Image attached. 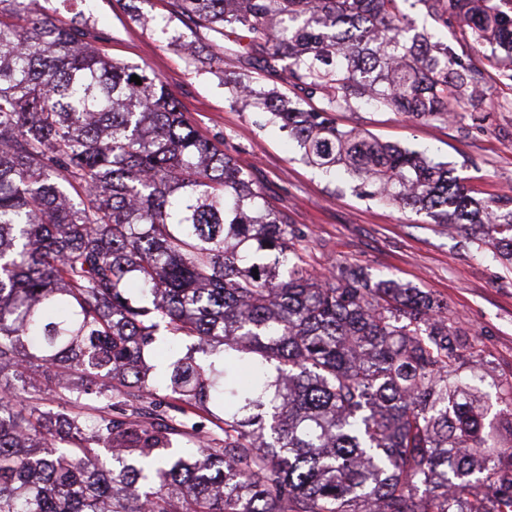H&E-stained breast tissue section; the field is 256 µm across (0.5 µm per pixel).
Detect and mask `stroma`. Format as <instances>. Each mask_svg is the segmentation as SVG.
<instances>
[{
    "mask_svg": "<svg viewBox=\"0 0 512 512\" xmlns=\"http://www.w3.org/2000/svg\"><path fill=\"white\" fill-rule=\"evenodd\" d=\"M172 0H37L60 23L80 16L112 60L146 65L174 94L199 132L248 173L287 216L310 271L342 263L368 278L387 274L446 302L484 350L486 404L512 382V267L490 250L428 218L360 196L348 175L330 180L285 132L235 103L227 82L243 68L230 43L178 20ZM409 14L448 43L472 70L483 103L457 105L448 120L409 121L397 112L356 105L334 112L337 126L426 154L445 164L476 198H512V60L490 58L471 40L438 26L424 10Z\"/></svg>",
    "mask_w": 512,
    "mask_h": 512,
    "instance_id": "35a3bbf8",
    "label": "stroma"
}]
</instances>
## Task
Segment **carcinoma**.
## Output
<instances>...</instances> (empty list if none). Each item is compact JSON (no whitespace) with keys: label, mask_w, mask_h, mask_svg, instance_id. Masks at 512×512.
<instances>
[{"label":"carcinoma","mask_w":512,"mask_h":512,"mask_svg":"<svg viewBox=\"0 0 512 512\" xmlns=\"http://www.w3.org/2000/svg\"><path fill=\"white\" fill-rule=\"evenodd\" d=\"M410 1L512 58V0L173 8L219 42L242 31L232 100L254 101L309 162L484 232L512 262V199L482 203L431 159L328 118L369 102L445 120L475 100L467 64L410 34ZM88 38L0 0V512H512V445L475 384L489 360L448 304L343 265L334 283L309 271L286 217L166 85ZM315 95L323 107H300ZM161 334L189 353L151 378L143 353ZM32 391L110 410L89 425ZM168 392L183 417L219 409L224 445L179 446L188 424L158 411Z\"/></svg>","instance_id":"1"}]
</instances>
